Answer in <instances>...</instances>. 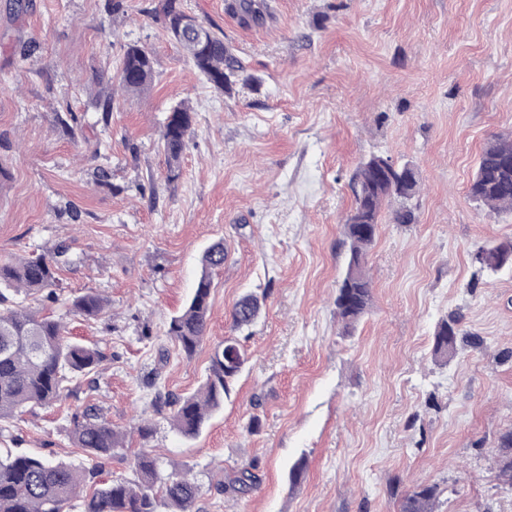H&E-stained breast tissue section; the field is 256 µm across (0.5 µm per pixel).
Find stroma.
I'll return each mask as SVG.
<instances>
[{
  "instance_id": "stroma-1",
  "label": "stroma",
  "mask_w": 512,
  "mask_h": 512,
  "mask_svg": "<svg viewBox=\"0 0 512 512\" xmlns=\"http://www.w3.org/2000/svg\"><path fill=\"white\" fill-rule=\"evenodd\" d=\"M178 2L232 43L252 86L213 89L169 39L163 0H0V260L66 247L52 310L105 355L60 402L0 423V451L105 481L134 479L130 455L144 448L201 483L194 512H396L394 477L404 491L436 484L438 512H512L493 458L512 429V264L473 261L512 240V213L468 196L483 145L512 135V0H268L270 19L248 26L224 0ZM30 41L21 60L14 48ZM133 43L155 59L136 95L116 89ZM184 100L193 127L171 183L160 136ZM67 111L72 137L56 125ZM373 155L414 167L421 191L414 223H393L397 204L384 205L367 256L372 304L346 336L334 305L343 223L350 179ZM218 240L227 257L208 332L188 357L166 330ZM89 292L103 312L69 314ZM246 292L265 298L244 330L249 361L223 409L184 438L155 396L199 389ZM450 315L484 345L459 344L442 364L434 332ZM89 405L125 432L129 457L73 446L71 415ZM253 460L258 487L224 494Z\"/></svg>"
}]
</instances>
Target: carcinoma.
Segmentation results:
<instances>
[{"instance_id": "obj_1", "label": "carcinoma", "mask_w": 512, "mask_h": 512, "mask_svg": "<svg viewBox=\"0 0 512 512\" xmlns=\"http://www.w3.org/2000/svg\"><path fill=\"white\" fill-rule=\"evenodd\" d=\"M225 9L249 25L264 22L267 5L264 0H226ZM184 56L209 84L224 93L238 85L249 86L252 78L224 36L207 31V43L198 42V34L189 33L177 42ZM119 86L125 91L144 92L154 78V58L148 50L127 46L117 67ZM192 125L191 108L181 103L171 110V119L164 124L161 146L167 157V180L179 177L180 161ZM354 206L344 224V236L350 244L347 268L339 285L336 317L349 334L368 311L372 301L370 283L364 266L370 246L381 224L383 205L392 200L399 207L392 213L396 224H410L413 211L408 207L419 192V178L400 166L392 177L381 176L378 157L362 162L352 178ZM470 198L491 208L512 211V136L496 135L483 147L477 169L468 189ZM67 254L63 247L52 253L0 261V422L7 421L22 409L51 405L58 401L66 383L95 372L105 355L98 349L73 341L65 335L64 325L32 310L26 301L35 298L55 304L54 286L60 258ZM224 240L213 243L204 253L202 273L186 307L172 317L166 336L186 355L200 346L208 329L211 272L224 265ZM475 261L483 268L497 269L512 263V242L482 248ZM104 299L96 293L74 298L69 309L85 318L100 315ZM261 303L257 295L240 297L231 311L237 329L251 325L259 316ZM460 336L459 318L442 320L434 334L432 354L440 362H448L455 353ZM248 357L240 343L232 338L215 349L209 373L200 389L189 396H157V410L171 408L170 423L185 438L197 437L213 412L224 406L231 386L242 373L240 365ZM71 440L87 455L108 459L124 447L120 431L87 406L71 415ZM498 478L512 489V430L499 437ZM133 466L138 480L130 484L114 480L93 489L84 500V512H158L161 506L171 512H192L202 486L195 479L176 470L164 473L157 458L140 451L134 455ZM258 463L253 461L224 482V493L246 495L260 483ZM87 482L85 472L63 461H54L34 454H9L0 458V512H67L74 508ZM390 494L397 497L399 512H436L438 488L420 484L401 492L398 482L390 485Z\"/></svg>"}]
</instances>
